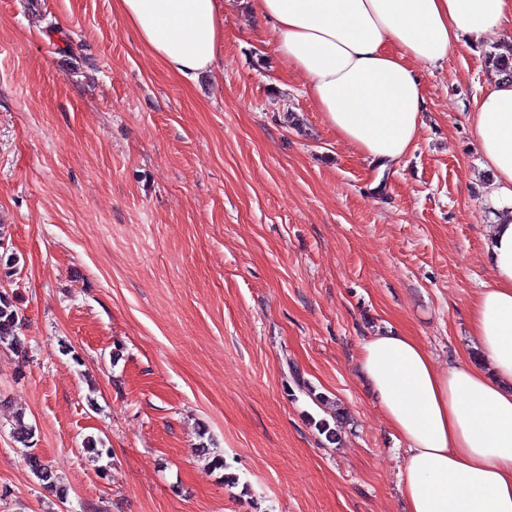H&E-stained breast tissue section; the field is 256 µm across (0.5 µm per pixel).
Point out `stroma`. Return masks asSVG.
<instances>
[{"label":"stroma","mask_w":512,"mask_h":512,"mask_svg":"<svg viewBox=\"0 0 512 512\" xmlns=\"http://www.w3.org/2000/svg\"><path fill=\"white\" fill-rule=\"evenodd\" d=\"M497 44L422 67L424 125L383 166L244 0L192 81L113 0H0V288L25 343L0 345V512H404L360 346L393 327L441 368L470 348L491 281L471 121ZM18 408L66 499L13 442ZM332 408L336 443L314 426Z\"/></svg>","instance_id":"obj_1"}]
</instances>
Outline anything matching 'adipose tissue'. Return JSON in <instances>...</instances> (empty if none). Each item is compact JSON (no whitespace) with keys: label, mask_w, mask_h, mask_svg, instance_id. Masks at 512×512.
<instances>
[{"label":"adipose tissue","mask_w":512,"mask_h":512,"mask_svg":"<svg viewBox=\"0 0 512 512\" xmlns=\"http://www.w3.org/2000/svg\"><path fill=\"white\" fill-rule=\"evenodd\" d=\"M172 74L213 71L224 50L223 0H115ZM277 55L338 137L381 164L403 159L426 110L417 64L445 62L462 38L512 27V0H253ZM472 136L490 177L492 282L471 304V344L438 368L414 337H367L359 363L404 443L406 512H512V82L474 102Z\"/></svg>","instance_id":"ef3b65f1"}]
</instances>
